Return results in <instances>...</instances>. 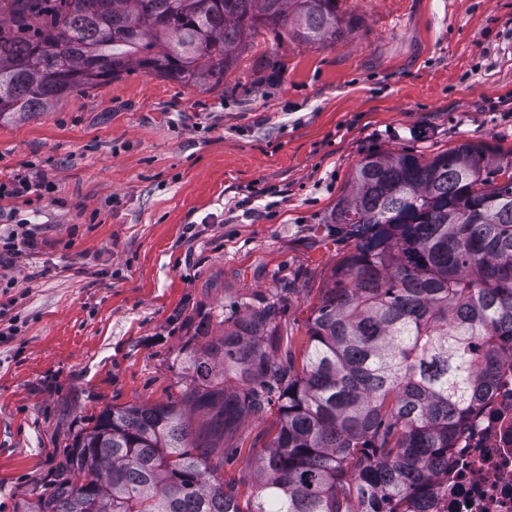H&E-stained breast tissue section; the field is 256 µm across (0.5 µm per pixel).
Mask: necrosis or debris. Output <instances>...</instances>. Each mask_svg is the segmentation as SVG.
<instances>
[{"label":"necrosis or debris","mask_w":512,"mask_h":512,"mask_svg":"<svg viewBox=\"0 0 512 512\" xmlns=\"http://www.w3.org/2000/svg\"><path fill=\"white\" fill-rule=\"evenodd\" d=\"M433 512H512V360L474 409L451 450L448 479L432 498Z\"/></svg>","instance_id":"necrosis-or-debris-1"}]
</instances>
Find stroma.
I'll return each instance as SVG.
<instances>
[{
    "label": "stroma",
    "mask_w": 512,
    "mask_h": 512,
    "mask_svg": "<svg viewBox=\"0 0 512 512\" xmlns=\"http://www.w3.org/2000/svg\"><path fill=\"white\" fill-rule=\"evenodd\" d=\"M355 32L305 44L261 31L217 83L140 69L0 122V229L38 246L0 291V512L52 479L104 411L181 399L194 351L279 299L306 325L353 245L324 217L375 152L465 141L512 156V0H339ZM277 406L226 440L241 512ZM50 187L51 183L44 176L18 173L7 183L0 182V197L20 198L30 194L41 196V191L49 190Z\"/></svg>",
    "instance_id": "1"
}]
</instances>
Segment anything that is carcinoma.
I'll list each match as a JSON object with an SVG mask.
<instances>
[{
    "label": "carcinoma",
    "mask_w": 512,
    "mask_h": 512,
    "mask_svg": "<svg viewBox=\"0 0 512 512\" xmlns=\"http://www.w3.org/2000/svg\"><path fill=\"white\" fill-rule=\"evenodd\" d=\"M195 4L0 0V120L131 67L218 82L262 29L302 43L355 29L338 0ZM323 223L355 244L308 319L301 363L293 340L275 343L278 304L248 309L193 355L182 401L103 412L21 512H241L224 432L273 402L249 512H429L459 427L512 357V159L474 142L423 162L370 154ZM185 402L217 410L210 442L192 437Z\"/></svg>",
    "instance_id": "cac0c4a2"
}]
</instances>
